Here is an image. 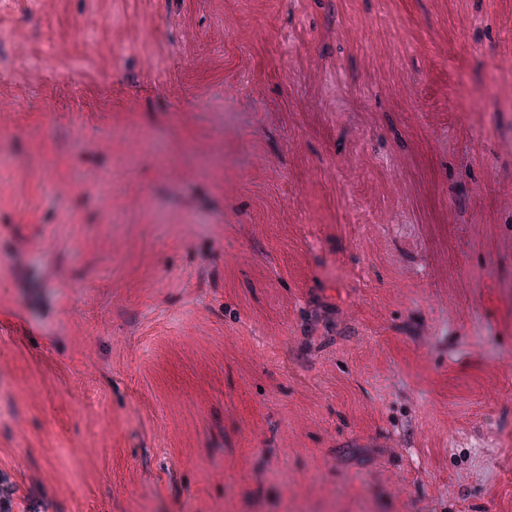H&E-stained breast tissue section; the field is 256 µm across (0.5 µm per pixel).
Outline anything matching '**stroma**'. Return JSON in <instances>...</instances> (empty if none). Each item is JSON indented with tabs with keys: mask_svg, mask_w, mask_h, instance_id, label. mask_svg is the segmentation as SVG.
Listing matches in <instances>:
<instances>
[{
	"mask_svg": "<svg viewBox=\"0 0 512 512\" xmlns=\"http://www.w3.org/2000/svg\"><path fill=\"white\" fill-rule=\"evenodd\" d=\"M0 43L18 512H512V0H0Z\"/></svg>",
	"mask_w": 512,
	"mask_h": 512,
	"instance_id": "35a3bbf8",
	"label": "stroma"
}]
</instances>
